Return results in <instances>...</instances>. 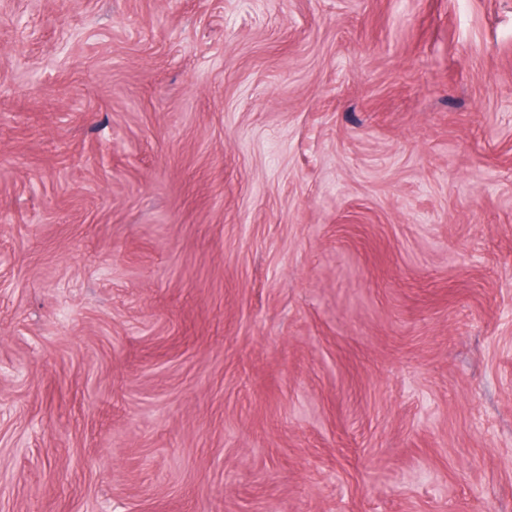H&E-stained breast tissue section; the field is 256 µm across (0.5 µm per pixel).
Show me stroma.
Masks as SVG:
<instances>
[{"label":"stroma","mask_w":512,"mask_h":512,"mask_svg":"<svg viewBox=\"0 0 512 512\" xmlns=\"http://www.w3.org/2000/svg\"><path fill=\"white\" fill-rule=\"evenodd\" d=\"M0 512H512V0H0Z\"/></svg>","instance_id":"35a3bbf8"}]
</instances>
